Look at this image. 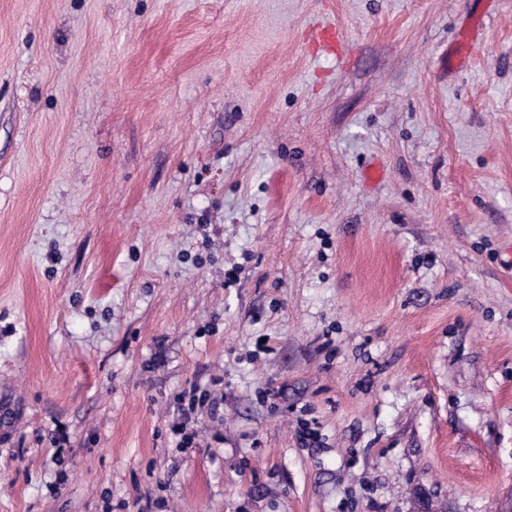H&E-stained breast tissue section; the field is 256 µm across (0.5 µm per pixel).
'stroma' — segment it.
<instances>
[{
  "label": "stroma",
  "mask_w": 512,
  "mask_h": 512,
  "mask_svg": "<svg viewBox=\"0 0 512 512\" xmlns=\"http://www.w3.org/2000/svg\"><path fill=\"white\" fill-rule=\"evenodd\" d=\"M425 507L512 512V0H0V512ZM311 49L322 51L326 55L342 61L345 55L346 43L341 29L336 23H327L315 28L308 40Z\"/></svg>",
  "instance_id": "35a3bbf8"
}]
</instances>
